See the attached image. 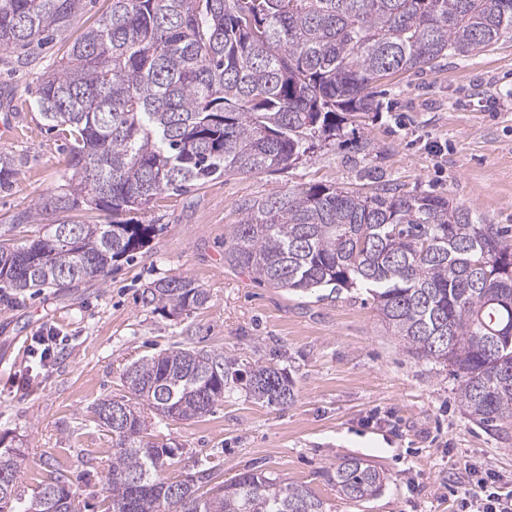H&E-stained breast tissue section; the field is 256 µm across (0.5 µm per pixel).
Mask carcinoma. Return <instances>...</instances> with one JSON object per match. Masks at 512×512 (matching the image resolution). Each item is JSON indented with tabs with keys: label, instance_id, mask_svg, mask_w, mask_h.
Returning a JSON list of instances; mask_svg holds the SVG:
<instances>
[{
	"label": "carcinoma",
	"instance_id": "obj_1",
	"mask_svg": "<svg viewBox=\"0 0 512 512\" xmlns=\"http://www.w3.org/2000/svg\"><path fill=\"white\" fill-rule=\"evenodd\" d=\"M85 0H0V50L25 63L72 26ZM512 34V0H112L66 58L44 74L35 106L67 136L71 175L61 191L0 225V283L13 294L64 291L107 275L154 237L132 215L169 192L225 174L287 168L334 140L343 112H368L371 89L446 57H470ZM22 159L0 153V189ZM112 215L100 224L74 211ZM66 217L42 223L46 212ZM224 255L275 288H364L382 323L417 359L459 378L466 415L487 429L512 423V227L488 224L442 196L302 186L241 206ZM206 291L182 276L147 285L141 301L181 313ZM240 379L234 363L173 348L129 365L128 394L95 403L112 434L105 512H329L309 489L262 470L209 484L185 504L160 473L173 449L147 432L144 413L201 417ZM251 395L294 398L283 369L249 371ZM121 405L126 424L102 412ZM0 512H68L73 493L52 472L28 502L20 452L0 438ZM330 480L365 500L384 475L343 457Z\"/></svg>",
	"mask_w": 512,
	"mask_h": 512
}]
</instances>
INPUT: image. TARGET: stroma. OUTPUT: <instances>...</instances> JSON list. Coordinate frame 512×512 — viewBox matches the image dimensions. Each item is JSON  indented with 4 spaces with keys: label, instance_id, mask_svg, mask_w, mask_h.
Instances as JSON below:
<instances>
[{
    "label": "stroma",
    "instance_id": "35a3bbf8",
    "mask_svg": "<svg viewBox=\"0 0 512 512\" xmlns=\"http://www.w3.org/2000/svg\"><path fill=\"white\" fill-rule=\"evenodd\" d=\"M110 6L93 0L30 64L0 51V123L11 127L0 133V152L24 159L0 190V225L67 179L64 139L41 119L36 90L69 41ZM373 92L375 110L346 115L341 137L310 158L277 172L227 174L137 213L158 231L106 277L0 302V436L25 456V489L56 469L81 512H104L112 436L91 408L123 394L132 362L175 346L223 355L243 370L283 369L295 398L270 406L234 383L206 416L149 415L151 433L174 450L164 478L211 469L225 481L254 468L311 489L331 512H461L454 488L486 469L499 487H512V423L491 432L471 421L455 378L413 358L367 290L295 293L259 284L224 259L241 204L309 184L443 196L512 226V36L472 57L391 75ZM365 141L367 153L358 149ZM171 275L204 288L207 303L175 316L143 306V289ZM48 329L60 342L45 361L36 338ZM343 456L384 473L377 496L337 493L327 473Z\"/></svg>",
    "mask_w": 512,
    "mask_h": 512
}]
</instances>
